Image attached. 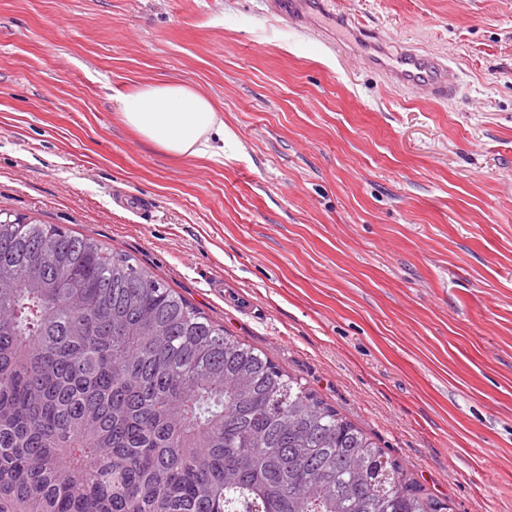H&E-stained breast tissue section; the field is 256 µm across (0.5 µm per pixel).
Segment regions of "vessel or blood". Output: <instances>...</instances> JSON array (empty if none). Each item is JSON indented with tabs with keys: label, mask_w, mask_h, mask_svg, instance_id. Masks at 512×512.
Masks as SVG:
<instances>
[{
	"label": "vessel or blood",
	"mask_w": 512,
	"mask_h": 512,
	"mask_svg": "<svg viewBox=\"0 0 512 512\" xmlns=\"http://www.w3.org/2000/svg\"><path fill=\"white\" fill-rule=\"evenodd\" d=\"M274 15L288 19L300 32L321 40L329 48L337 42L321 29L307 24L312 5H319L329 19L341 20L343 26L353 32L367 49L368 62L377 69L388 83L412 91H424L432 97L447 96L455 82L453 69L438 57L411 48L392 52L386 40L377 32L356 23L349 16H338L334 0H272Z\"/></svg>",
	"instance_id": "1"
}]
</instances>
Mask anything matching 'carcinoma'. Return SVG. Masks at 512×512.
Returning a JSON list of instances; mask_svg holds the SVG:
<instances>
[{
  "mask_svg": "<svg viewBox=\"0 0 512 512\" xmlns=\"http://www.w3.org/2000/svg\"><path fill=\"white\" fill-rule=\"evenodd\" d=\"M130 255L0 209V512H444Z\"/></svg>",
  "mask_w": 512,
  "mask_h": 512,
  "instance_id": "cac0c4a2",
  "label": "carcinoma"
}]
</instances>
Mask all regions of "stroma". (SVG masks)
Returning a JSON list of instances; mask_svg holds the SVG:
<instances>
[{"label": "stroma", "mask_w": 512, "mask_h": 512, "mask_svg": "<svg viewBox=\"0 0 512 512\" xmlns=\"http://www.w3.org/2000/svg\"><path fill=\"white\" fill-rule=\"evenodd\" d=\"M336 7L444 56L452 95L266 0H0V209L135 257L450 512H512V0ZM153 80L213 101L223 162L122 123ZM273 2V13L274 15L288 19V22L292 23L294 28L300 32L311 35L321 40L329 48L335 49L339 45V42L331 37V35L321 29L312 28L307 24V16L309 10L312 8V0H272Z\"/></svg>", "instance_id": "obj_1"}]
</instances>
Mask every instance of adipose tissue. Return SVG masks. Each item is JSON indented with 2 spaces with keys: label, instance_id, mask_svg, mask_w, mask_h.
I'll list each match as a JSON object with an SVG mask.
<instances>
[{
  "label": "adipose tissue",
  "instance_id": "ef3b65f1",
  "mask_svg": "<svg viewBox=\"0 0 512 512\" xmlns=\"http://www.w3.org/2000/svg\"><path fill=\"white\" fill-rule=\"evenodd\" d=\"M126 126L175 157L224 159V122L210 99L189 84L155 81L122 96Z\"/></svg>",
  "mask_w": 512,
  "mask_h": 512
}]
</instances>
